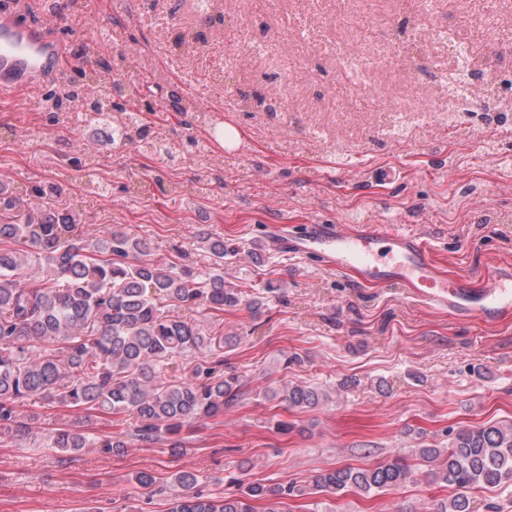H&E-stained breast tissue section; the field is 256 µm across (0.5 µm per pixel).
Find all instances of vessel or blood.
Listing matches in <instances>:
<instances>
[{"label":"vessel or blood","mask_w":512,"mask_h":512,"mask_svg":"<svg viewBox=\"0 0 512 512\" xmlns=\"http://www.w3.org/2000/svg\"><path fill=\"white\" fill-rule=\"evenodd\" d=\"M68 55V42L53 25L34 24L18 0H0L1 96L64 80ZM285 244L290 253L316 257L327 270L407 288L462 321L477 316L493 322L512 312V266L489 271L483 289H475L468 277L442 272L429 243L398 225L365 224L349 232L338 224H310Z\"/></svg>","instance_id":"vessel-or-blood-1"}]
</instances>
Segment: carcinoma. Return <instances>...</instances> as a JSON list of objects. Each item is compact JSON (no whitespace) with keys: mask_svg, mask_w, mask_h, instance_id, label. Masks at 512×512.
<instances>
[{"mask_svg":"<svg viewBox=\"0 0 512 512\" xmlns=\"http://www.w3.org/2000/svg\"><path fill=\"white\" fill-rule=\"evenodd\" d=\"M86 88L57 98L78 103L79 111L104 115L114 99L124 98L119 84L108 87L100 72L84 73ZM144 110L120 108L122 120L112 139L133 144L143 154L171 157V147L150 133ZM38 186L0 190V212L18 218L0 223V435L23 439L38 414L32 403L63 407L78 414L70 423L47 429L43 447L62 453L85 448L110 452L130 443H166L176 454L183 431L194 423L224 415L238 403L243 383L221 371L224 356L216 337L192 321L173 316L166 307L201 308L219 317L224 308L260 301L224 287V239L202 236L210 263L192 271L150 258L141 238L112 231L93 243L69 213L25 211ZM182 377L175 376L179 370ZM293 410L316 408L330 394L312 385L290 383L272 394ZM134 424L115 436L97 435L94 421ZM448 446L415 448V456L432 466L434 483L454 489L433 504L432 512H477L474 489L512 487V422L449 432ZM401 455L374 467L313 471L306 485L286 486L237 480L238 493L205 495L195 473L172 475L168 512H290L288 500L307 491L334 496L356 489L363 493L394 490L413 478Z\"/></svg>","mask_w":512,"mask_h":512,"instance_id":"1","label":"carcinoma"}]
</instances>
